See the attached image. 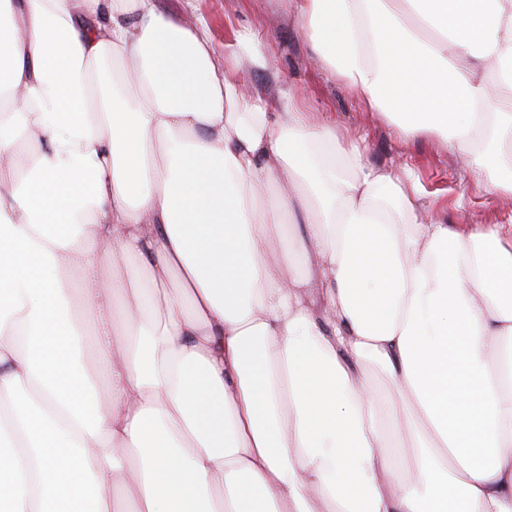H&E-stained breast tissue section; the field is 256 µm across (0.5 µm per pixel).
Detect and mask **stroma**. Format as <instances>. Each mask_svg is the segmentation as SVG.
<instances>
[{"instance_id":"35a3bbf8","label":"stroma","mask_w":512,"mask_h":512,"mask_svg":"<svg viewBox=\"0 0 512 512\" xmlns=\"http://www.w3.org/2000/svg\"><path fill=\"white\" fill-rule=\"evenodd\" d=\"M159 7L170 15L203 18L214 49L221 55L233 52L229 45L232 31L258 33L270 48L279 86L293 90L308 106L323 112L346 142L360 146L369 164L408 168L429 198L446 201V208L439 211L443 220L460 226L512 225V204L501 203L486 190L497 172L486 140L475 141L476 162L468 166L436 137L404 136L382 116L362 111L348 88L312 60L299 34L300 21L284 0H159Z\"/></svg>"}]
</instances>
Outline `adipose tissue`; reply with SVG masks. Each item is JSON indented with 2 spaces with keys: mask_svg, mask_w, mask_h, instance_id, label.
I'll return each mask as SVG.
<instances>
[{
  "mask_svg": "<svg viewBox=\"0 0 512 512\" xmlns=\"http://www.w3.org/2000/svg\"><path fill=\"white\" fill-rule=\"evenodd\" d=\"M287 2L368 111L488 135L512 198V0ZM234 40L0 0V512H512V225L441 220Z\"/></svg>",
  "mask_w": 512,
  "mask_h": 512,
  "instance_id": "1",
  "label": "adipose tissue"
}]
</instances>
